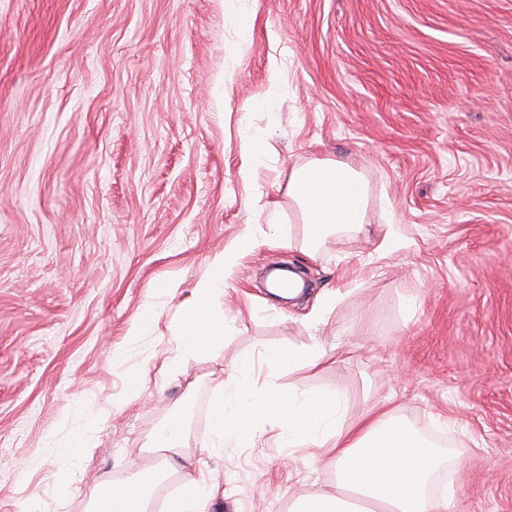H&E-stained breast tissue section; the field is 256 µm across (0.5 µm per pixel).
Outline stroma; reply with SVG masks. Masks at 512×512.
Instances as JSON below:
<instances>
[{"instance_id":"35a3bbf8","label":"stroma","mask_w":512,"mask_h":512,"mask_svg":"<svg viewBox=\"0 0 512 512\" xmlns=\"http://www.w3.org/2000/svg\"><path fill=\"white\" fill-rule=\"evenodd\" d=\"M322 160L364 177L372 232L314 251L288 186ZM232 247V329L186 355L180 305ZM315 342L316 368L260 357ZM246 359L256 390L393 409L461 459L463 512H512V0H0V512H90L174 415L221 512L335 490L271 422L207 447Z\"/></svg>"}]
</instances>
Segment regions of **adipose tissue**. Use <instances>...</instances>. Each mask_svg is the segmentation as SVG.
<instances>
[{
	"mask_svg": "<svg viewBox=\"0 0 512 512\" xmlns=\"http://www.w3.org/2000/svg\"><path fill=\"white\" fill-rule=\"evenodd\" d=\"M302 222L313 243L342 231L368 234L365 222L367 189L350 165L318 161L296 170L289 182ZM237 258L224 250L211 262L213 274L193 288L181 304L179 334L187 354L207 351L221 343L228 324L212 307L224 292V270ZM274 370L314 367L326 359L323 348H268L263 353ZM347 395L343 390L299 394L274 388L256 393L249 383L248 368H241L226 395L215 403L211 426L222 445H239L256 436L258 419L278 421L280 437L288 447L310 444L321 448L336 474V493L319 490L300 496L291 512H352L349 496L368 504L366 512H459L460 494L448 489L429 493L428 486L442 465V456L413 427L393 412L384 410L355 421L345 417ZM188 435L182 423L167 422L158 436L162 471L178 474L182 493L170 500L167 512H208L216 496L194 474L193 463L183 449ZM160 473L135 469L118 486L99 484L89 494L93 505L108 512H146L150 487Z\"/></svg>",
	"mask_w": 512,
	"mask_h": 512,
	"instance_id": "1",
	"label": "adipose tissue"
}]
</instances>
